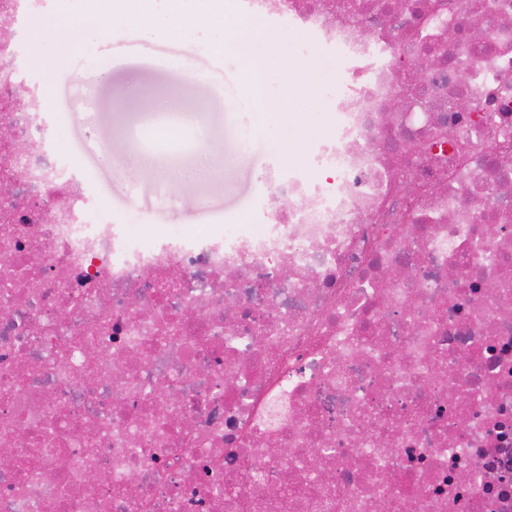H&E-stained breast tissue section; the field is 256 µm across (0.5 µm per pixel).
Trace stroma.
I'll use <instances>...</instances> for the list:
<instances>
[{"instance_id":"35a3bbf8","label":"stroma","mask_w":512,"mask_h":512,"mask_svg":"<svg viewBox=\"0 0 512 512\" xmlns=\"http://www.w3.org/2000/svg\"><path fill=\"white\" fill-rule=\"evenodd\" d=\"M111 10L112 0H84L80 15L47 18L33 33L32 75L44 83L61 151L89 178L113 221L137 234L175 223L213 231L256 223L263 171L301 163L323 130L321 104L298 79L327 70L328 62L284 54L275 32L229 9L183 29L162 0H153L144 22L116 26L106 39L99 19ZM236 37L268 60L262 85L251 86V70L218 53ZM145 95L158 110L141 109ZM180 108L196 138L223 144L222 159L203 168L191 153L142 143L143 130ZM286 142L293 151H282Z\"/></svg>"}]
</instances>
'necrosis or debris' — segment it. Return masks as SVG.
Listing matches in <instances>:
<instances>
[{"label": "necrosis or debris", "instance_id": "1", "mask_svg": "<svg viewBox=\"0 0 512 512\" xmlns=\"http://www.w3.org/2000/svg\"><path fill=\"white\" fill-rule=\"evenodd\" d=\"M231 2L327 129L265 223L141 237L0 0V512H512V0Z\"/></svg>", "mask_w": 512, "mask_h": 512}]
</instances>
